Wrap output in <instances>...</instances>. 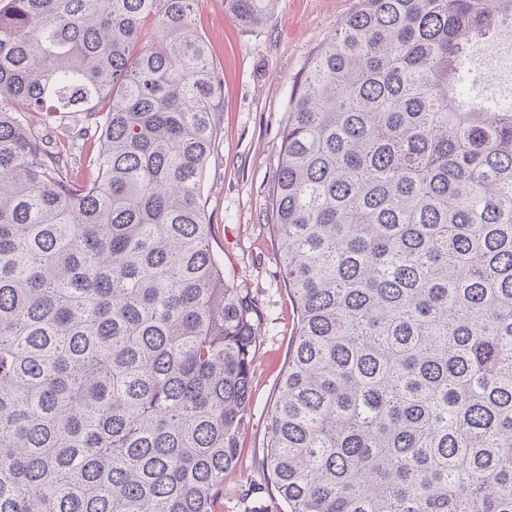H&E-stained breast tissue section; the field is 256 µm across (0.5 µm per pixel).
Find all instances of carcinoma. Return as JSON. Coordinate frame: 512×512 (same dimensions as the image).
Segmentation results:
<instances>
[{
    "instance_id": "obj_1",
    "label": "carcinoma",
    "mask_w": 512,
    "mask_h": 512,
    "mask_svg": "<svg viewBox=\"0 0 512 512\" xmlns=\"http://www.w3.org/2000/svg\"><path fill=\"white\" fill-rule=\"evenodd\" d=\"M196 2L0 0V512H212L238 465L258 310L201 204ZM504 35L512 0H361L293 93L285 512H512V109L475 93ZM18 98L80 119L53 140Z\"/></svg>"
}]
</instances>
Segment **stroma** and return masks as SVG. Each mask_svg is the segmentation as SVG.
<instances>
[{
  "label": "stroma",
  "mask_w": 512,
  "mask_h": 512,
  "mask_svg": "<svg viewBox=\"0 0 512 512\" xmlns=\"http://www.w3.org/2000/svg\"><path fill=\"white\" fill-rule=\"evenodd\" d=\"M359 6L360 0H279L255 29L228 17L222 0H199L195 12L196 30L222 79L213 114L217 138L202 183L206 218L225 277L248 293L262 314L240 458L214 512H279L282 506L266 484L265 445L297 314L271 227L270 190L280 168L291 94L310 57L332 41Z\"/></svg>",
  "instance_id": "1"
}]
</instances>
